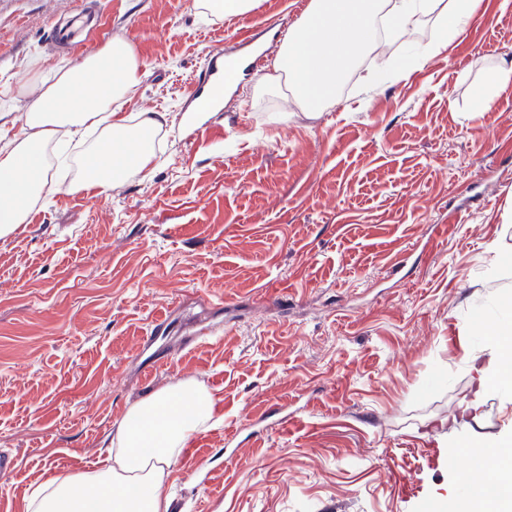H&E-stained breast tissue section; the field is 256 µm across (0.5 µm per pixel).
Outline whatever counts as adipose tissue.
<instances>
[{
	"mask_svg": "<svg viewBox=\"0 0 512 512\" xmlns=\"http://www.w3.org/2000/svg\"><path fill=\"white\" fill-rule=\"evenodd\" d=\"M477 5L478 0H309L273 68L288 80L290 107L321 111L373 48L375 32L403 45L419 18L433 15L437 44L444 48ZM140 77L134 45L113 39L69 69L41 78V92L26 114V135L0 153V237L25 223L41 200L50 171L47 151L60 128L98 132L81 163L78 189L103 192L125 170L148 169L154 152L147 135L158 120L149 113L130 126L112 109ZM213 411L212 395L193 381L155 393L127 411L102 467L46 479L31 491L27 512H169L161 494L164 477L192 434L208 428Z\"/></svg>",
	"mask_w": 512,
	"mask_h": 512,
	"instance_id": "adipose-tissue-1",
	"label": "adipose tissue"
}]
</instances>
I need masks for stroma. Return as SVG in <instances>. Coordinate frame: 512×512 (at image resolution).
I'll return each instance as SVG.
<instances>
[{"mask_svg":"<svg viewBox=\"0 0 512 512\" xmlns=\"http://www.w3.org/2000/svg\"><path fill=\"white\" fill-rule=\"evenodd\" d=\"M87 2L0 0V152L37 79L115 37L142 69L123 116L164 122L148 170L102 193L53 170L0 238V501L26 512L46 478L97 468L131 406L191 379L214 422L164 479L170 512H450L452 454L512 437V389L480 374L488 316L512 322V85L473 109L512 62V0H480L423 68L384 45L321 112L240 80L196 136L181 111L208 54L287 33L308 0L208 23L195 0H98L55 50ZM511 81L512 64L507 65L504 62L496 64L490 70L484 87L476 94L474 111L484 112L487 105L494 101L498 89Z\"/></svg>","mask_w":512,"mask_h":512,"instance_id":"stroma-1","label":"stroma"}]
</instances>
